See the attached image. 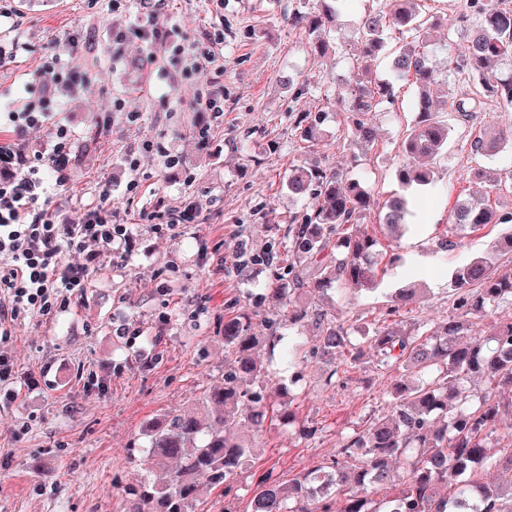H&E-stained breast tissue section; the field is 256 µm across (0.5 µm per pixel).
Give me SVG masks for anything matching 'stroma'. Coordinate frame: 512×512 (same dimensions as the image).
<instances>
[{"label":"stroma","mask_w":512,"mask_h":512,"mask_svg":"<svg viewBox=\"0 0 512 512\" xmlns=\"http://www.w3.org/2000/svg\"><path fill=\"white\" fill-rule=\"evenodd\" d=\"M457 2L431 5L438 37L450 40L449 49L429 54L441 73L466 46ZM377 5L354 0L341 10L332 32L339 50L320 61L286 20L298 8L320 9L319 0H0V46L17 54L0 64V97L49 98L62 112L72 137L58 193L71 219L105 190L114 223L136 227L125 257L91 263L84 296L53 316L22 320L0 347L18 368L17 397L0 406V512H119L123 487L145 473L146 425L194 407L223 384L225 313H247L256 333L266 331L264 318L276 305L257 304L252 295L277 274L260 254L283 260L288 216L300 209L282 186L293 160L341 168L381 204L398 191L401 138L415 117L409 83L397 82L395 104L372 114L370 146L344 145L336 112L363 36L360 18ZM150 12L159 28L175 29L172 41L131 37ZM201 47L217 62L199 73L191 59ZM288 75L309 82L310 97L293 101ZM203 85L222 112L192 109ZM317 108L326 118L309 147L296 118ZM448 123V151L420 200L422 230L395 244L378 224L366 225L380 241L375 287L336 303L337 318L361 346L356 362L334 377L329 364L309 362L299 387L286 377L266 380L269 413L251 467L229 493L201 484L195 512H249L263 473L288 483L334 459L344 435L386 413L390 391L407 372L381 369L365 338L395 289L420 284L414 314L433 323L455 313L456 265L490 257L496 268L512 266V252L497 248L498 233L487 228L465 231L462 255L442 249L456 195L485 191L471 170L496 165L473 153L472 131L511 126L512 106L490 98L474 123L453 115ZM199 124L208 128L203 142L193 134ZM172 156L179 160L173 167ZM186 210L197 212V223L158 234L148 221ZM245 250L254 259L243 264ZM284 404L316 428L315 438L297 439L277 414ZM36 461L45 477L32 473Z\"/></svg>","instance_id":"obj_1"}]
</instances>
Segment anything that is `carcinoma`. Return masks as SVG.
I'll return each mask as SVG.
<instances>
[{
  "label": "carcinoma",
  "mask_w": 512,
  "mask_h": 512,
  "mask_svg": "<svg viewBox=\"0 0 512 512\" xmlns=\"http://www.w3.org/2000/svg\"><path fill=\"white\" fill-rule=\"evenodd\" d=\"M320 2L322 12L290 13L288 24L301 31L307 52L321 59L332 52L330 33L337 7L347 0ZM396 2L392 12L380 9L363 17L351 87L346 98L336 101L340 111L350 114L347 141L370 145L375 129L368 115L384 102L393 103V81L413 80L417 117L401 142L403 161L397 173L403 194L391 197L378 213V224L393 232L407 226L411 214L413 198L406 191L431 184L429 165L446 153L449 138L447 116L430 93L436 75L427 55L436 26L425 16L428 0ZM472 17L476 22H470ZM460 21L467 23V47L462 55L448 59V73L511 106L512 74L498 73L497 65L512 59V0H464ZM394 32L404 43L392 51L391 77L377 80L374 62L387 51L388 35ZM452 107L468 121L477 103L462 96L452 101ZM323 114L322 109L301 113L302 140L316 139ZM506 142H512V127L480 128L472 149L493 156ZM472 177L491 189L512 182V155L500 157L495 168L474 169ZM285 186L293 199L315 201L313 207L289 217L288 277L297 288H283L277 278L263 288L264 296L281 311L268 336L257 335L243 314L224 318V353L231 360L224 384L209 390L199 406L164 415L146 426L154 477H141L124 487L121 503L126 512H194L201 478L212 487L232 489L252 462L251 437L262 429L266 417V407L252 388L273 371L255 350L264 342L282 339L275 327H290L309 314L318 325L312 345L293 341L284 356L288 363L301 352L306 359L341 357L351 344L348 331L332 311L318 303L310 311L297 303L294 294L304 289L310 299L320 301L333 285L338 292L373 289L378 237L362 228V220L377 203L360 180L337 168L293 162ZM448 223L457 229L499 226L512 245V212L488 204L483 197L456 200ZM453 284L454 317L402 328L394 317L417 302V289L405 288L399 301L387 307L393 320L367 336L379 366L405 365L413 369V379L392 394L386 414L343 439L338 456L352 466L334 460L286 485L270 474L252 499L251 512H512V485L505 490L481 477L500 466L512 470V448L495 451L488 442L498 422L506 415L512 417V401L503 403L492 392L471 387L474 379L484 377L496 389L512 392V321L480 329V322L495 307L512 303V269L496 271L486 259H472L456 268ZM382 486H394L398 492L392 498H373Z\"/></svg>",
  "instance_id": "obj_1"
}]
</instances>
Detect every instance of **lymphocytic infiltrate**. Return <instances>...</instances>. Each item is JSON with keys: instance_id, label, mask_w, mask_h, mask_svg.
Returning a JSON list of instances; mask_svg holds the SVG:
<instances>
[{"instance_id": "f902f5d3", "label": "lymphocytic infiltrate", "mask_w": 512, "mask_h": 512, "mask_svg": "<svg viewBox=\"0 0 512 512\" xmlns=\"http://www.w3.org/2000/svg\"><path fill=\"white\" fill-rule=\"evenodd\" d=\"M16 157L13 144L0 141V170L8 173L0 180V292L11 300L0 308V343L11 339L28 314L53 315L84 292L89 271L68 262V255L91 243L121 254L132 241L129 225L113 223L103 202L87 204L80 222L68 223L65 199H50L52 188L65 184V174L48 175L39 160L21 175L11 174Z\"/></svg>"}]
</instances>
